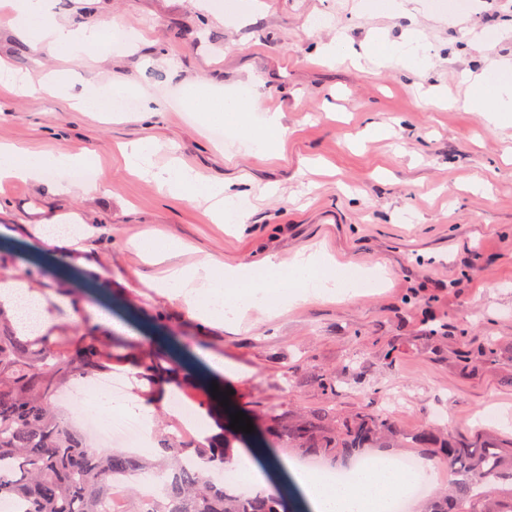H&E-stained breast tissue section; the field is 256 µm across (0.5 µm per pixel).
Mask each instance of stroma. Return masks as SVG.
<instances>
[{
	"mask_svg": "<svg viewBox=\"0 0 512 512\" xmlns=\"http://www.w3.org/2000/svg\"><path fill=\"white\" fill-rule=\"evenodd\" d=\"M356 0H52L57 17L79 26L113 20L138 35L121 55L97 51L78 63L33 50L0 17V60L40 77L76 73L85 81L131 85L133 112L101 118L48 97H1L0 142L59 148L92 161L99 188L87 193L68 176L0 181V280L21 279L54 336L105 335L121 355L117 372L145 404L166 406L135 375L133 359L167 351L181 392L204 420L222 429L230 410L245 413L253 433L230 432L249 449L270 486L287 494L291 512H309L282 460L299 451L266 426L276 405L307 414L328 402L319 374L337 377L338 416L390 395L401 427L440 422L449 436L483 441V414L500 444L512 442V126L496 127L462 107L466 72L512 57V37L488 42L484 29L512 27V0H471L464 26L449 14L382 10L361 14ZM417 29L425 73L377 67L363 51L376 35L398 40ZM343 38L347 59L326 61L323 45ZM225 93L258 85L260 107L280 117L274 155L249 151V130L226 126L215 148L202 113L181 100L191 85ZM437 87L452 107L430 105ZM384 136H367L369 126ZM160 144L157 162L176 158L205 179L249 193L243 223L216 224L186 195L159 192L129 174L119 144ZM191 244L176 259L190 265L212 255L230 266L261 267L321 248L337 270L371 275L377 288L312 298L269 319L250 312L240 327L205 323L179 301L151 288L163 267L133 243L146 229ZM111 313L104 332L92 310ZM447 337L426 343L430 325ZM493 340L496 354L460 370L456 353ZM397 358L387 361L389 345ZM223 357L235 376L214 378L201 358ZM228 393V406L213 390Z\"/></svg>",
	"mask_w": 512,
	"mask_h": 512,
	"instance_id": "1",
	"label": "stroma"
}]
</instances>
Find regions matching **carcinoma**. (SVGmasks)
Returning <instances> with one entry per match:
<instances>
[{
    "instance_id": "obj_1",
    "label": "carcinoma",
    "mask_w": 512,
    "mask_h": 512,
    "mask_svg": "<svg viewBox=\"0 0 512 512\" xmlns=\"http://www.w3.org/2000/svg\"><path fill=\"white\" fill-rule=\"evenodd\" d=\"M116 361L102 336H24L0 306V501L21 512H109L112 483L150 473L162 481L160 495L147 501L129 487L122 512H289L282 493L224 486L226 447L170 432L156 461L88 447L55 401L64 387L110 372ZM137 368L153 393L176 383V366L157 351L142 354ZM265 416L309 457L348 461L381 446L429 452L451 480L421 512H512V445L465 443L434 425L406 431L369 407L343 420L328 405L306 416L271 407Z\"/></svg>"
}]
</instances>
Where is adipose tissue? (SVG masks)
<instances>
[{
	"instance_id": "ef3b65f1",
	"label": "adipose tissue",
	"mask_w": 512,
	"mask_h": 512,
	"mask_svg": "<svg viewBox=\"0 0 512 512\" xmlns=\"http://www.w3.org/2000/svg\"><path fill=\"white\" fill-rule=\"evenodd\" d=\"M16 17L17 34L34 49H48L71 61L102 44L103 26L73 27L56 19L49 0H9ZM376 58L383 65L406 68L425 66L427 56L418 31L407 32L398 42L385 44ZM0 85L17 95L43 92L68 98L69 75L55 72L39 83L0 61ZM464 108L483 113L493 126L512 124V58L500 59L471 77ZM157 147L138 141L124 147L131 170L140 172L159 189L188 192L203 188L213 202L212 218L218 223H242L247 208L243 195L228 196L219 181H206L183 164L155 165ZM85 160L61 149L28 151L12 144H0V178L46 179L51 173L83 167ZM169 298L181 301L189 312L205 322L239 325L250 311L279 314L288 305L311 297H332L337 293L336 276L320 253L298 254L291 263L267 260L261 273L250 266H227L208 257L196 264L170 266L158 283ZM294 479L311 512H387L389 500L404 490L411 477L394 467L384 453L368 458L364 467L343 483L328 482L322 474H295Z\"/></svg>"
}]
</instances>
